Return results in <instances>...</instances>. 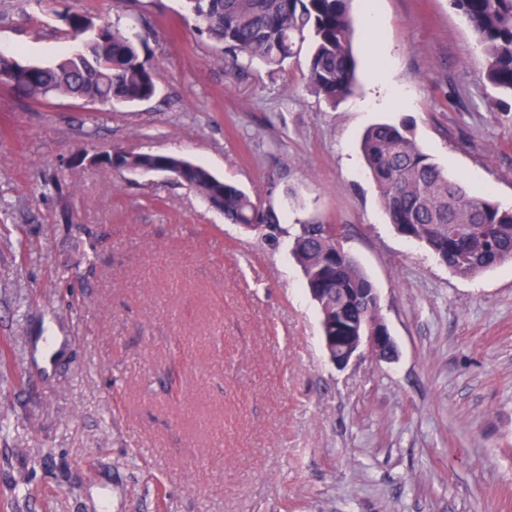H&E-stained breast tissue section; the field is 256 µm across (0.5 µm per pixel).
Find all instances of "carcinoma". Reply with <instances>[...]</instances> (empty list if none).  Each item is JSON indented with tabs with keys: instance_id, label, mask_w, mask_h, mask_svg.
I'll return each mask as SVG.
<instances>
[{
	"instance_id": "1",
	"label": "carcinoma",
	"mask_w": 512,
	"mask_h": 512,
	"mask_svg": "<svg viewBox=\"0 0 512 512\" xmlns=\"http://www.w3.org/2000/svg\"><path fill=\"white\" fill-rule=\"evenodd\" d=\"M200 35L222 46L224 60L239 58L280 66L310 41L309 85L326 102L351 95L355 82L350 0H184ZM481 45L484 77L512 97V0H451ZM64 39L91 32L49 65L22 63L0 54V82L30 100L65 97L87 102L135 104L157 92V73L148 45L133 26L102 21L90 13L56 12ZM360 151L390 223L461 277H474L512 261V209L450 178L417 144L407 124L369 127ZM100 163L120 171L177 174L176 180L221 209L224 219L272 235L279 229L275 209L255 201L183 156L114 150ZM293 256L320 312L321 335L363 336L366 324L382 329L380 302L370 300L372 281L345 252L340 236L322 224H304Z\"/></svg>"
}]
</instances>
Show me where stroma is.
Listing matches in <instances>:
<instances>
[{"label":"stroma","mask_w":512,"mask_h":512,"mask_svg":"<svg viewBox=\"0 0 512 512\" xmlns=\"http://www.w3.org/2000/svg\"><path fill=\"white\" fill-rule=\"evenodd\" d=\"M350 0L355 93L306 55L219 60L181 0H0V47L64 52L57 12L139 18V104L0 83V512H512V262L463 278L388 224L359 141L408 122L512 207V112L450 0ZM177 154L273 206L267 237L168 175L80 149ZM337 224L397 353L329 361L292 245Z\"/></svg>","instance_id":"35a3bbf8"}]
</instances>
